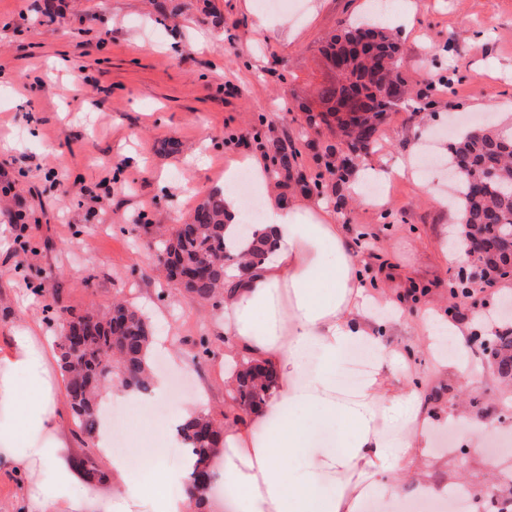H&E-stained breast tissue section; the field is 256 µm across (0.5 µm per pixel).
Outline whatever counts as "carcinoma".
Listing matches in <instances>:
<instances>
[{
    "instance_id": "obj_1",
    "label": "carcinoma",
    "mask_w": 512,
    "mask_h": 512,
    "mask_svg": "<svg viewBox=\"0 0 512 512\" xmlns=\"http://www.w3.org/2000/svg\"><path fill=\"white\" fill-rule=\"evenodd\" d=\"M363 45V54L342 58L344 71L335 82L325 84L319 92L322 111L311 108L306 113V128L318 131L335 126L339 136L348 140L354 157L318 175L313 190L322 195L336 191L326 179L340 180L356 167V161L375 153L379 143V126L407 93L400 71V44L397 38L374 23L365 22L330 38L324 57H336L343 43ZM297 153L284 138L276 143L271 172L288 176L296 163ZM448 165L455 183V195L463 205L461 223L465 233L483 236L485 253L482 272L495 270L512 259V132L481 128L448 143ZM224 194L208 195L181 224L164 228L156 241L158 263L168 268L179 266L193 272L178 292L193 302H224V278L231 265L245 268L267 259L270 248L254 224L239 225L245 247L234 251L224 242ZM58 317L70 316L69 331L79 337L78 355L70 353L65 343L57 341L63 374L65 403L78 429L89 438L99 426L98 398L110 381L108 369L126 387L148 391L150 348L153 329L139 308L115 300L105 311H87L76 315L67 307L55 309ZM483 352L493 360L498 373L512 378V328L487 337ZM275 381L274 371L250 361H241L233 386L228 391L236 411L243 418L259 408L269 396ZM181 438L193 465L186 483L196 485L217 479L205 471L209 457L220 450L223 426L210 415L198 416L180 428Z\"/></svg>"
}]
</instances>
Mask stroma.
<instances>
[{
  "label": "stroma",
  "mask_w": 512,
  "mask_h": 512,
  "mask_svg": "<svg viewBox=\"0 0 512 512\" xmlns=\"http://www.w3.org/2000/svg\"><path fill=\"white\" fill-rule=\"evenodd\" d=\"M374 0H288L279 13L259 0H0V353L10 325L40 320L56 336L50 303L82 313L122 297L161 326L179 361L161 354L168 393L147 415L166 423L180 406L206 403L230 413L224 386L227 343L213 330L212 304L179 301L154 274L156 248L144 226L180 224L215 191L243 156H271L289 139L297 172L313 175L331 134L304 132L302 105L318 106L331 75L321 48L369 18ZM397 26L401 72L412 94L433 106L401 102L380 130L365 166L389 171L418 161L422 143L447 153L460 126L493 117L512 128V0H409ZM344 209L326 203L369 272L376 291L402 297L404 330L394 343L407 383L430 410L461 400L486 426L494 451H467L465 437L434 433L429 476L468 490L477 505L512 498V431L497 424L512 405V383L498 377L476 340L483 328L471 304L450 298L461 260L444 240L459 235L447 198L448 173L396 176ZM468 326L461 369L440 366L450 338L418 336L428 310ZM208 337L202 354L200 337ZM478 385L463 389L464 378Z\"/></svg>",
  "instance_id": "stroma-1"
}]
</instances>
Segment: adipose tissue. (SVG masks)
I'll return each instance as SVG.
<instances>
[{
	"label": "adipose tissue",
	"mask_w": 512,
	"mask_h": 512,
	"mask_svg": "<svg viewBox=\"0 0 512 512\" xmlns=\"http://www.w3.org/2000/svg\"><path fill=\"white\" fill-rule=\"evenodd\" d=\"M243 169L265 203L259 229L270 257L248 273H228L215 331L229 342L225 364L249 357L271 367L276 382L262 408L225 422L224 482L240 512H360L366 496L398 497L414 456L433 451L435 429L421 394L393 385L402 360L390 345L402 327L398 303L373 292L342 226L321 206L271 197L269 167L258 156L224 173L230 247L247 214L235 191ZM11 331L0 354V467L23 478L26 512H189L188 499L172 492L163 451L206 405L162 425L147 417L137 392L113 387V399L128 406L126 445L111 447L112 425H101L95 452L111 484L101 495L96 480L77 478L61 431L64 382L51 339L35 320ZM353 350L369 369L345 401L341 375ZM136 459L145 474L132 471Z\"/></svg>",
	"instance_id": "ef3b65f1"
}]
</instances>
